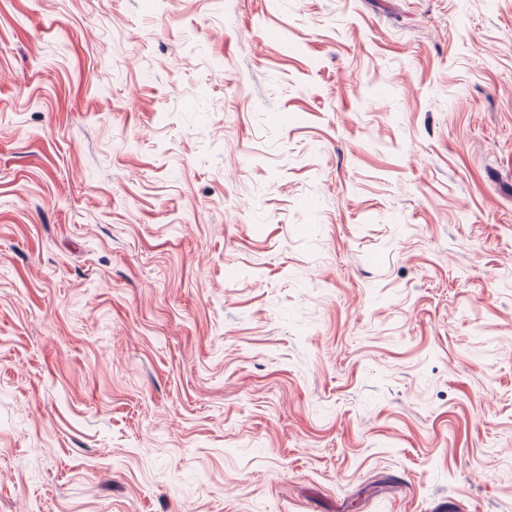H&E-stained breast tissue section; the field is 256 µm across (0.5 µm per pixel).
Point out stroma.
<instances>
[{
    "instance_id": "1",
    "label": "stroma",
    "mask_w": 512,
    "mask_h": 512,
    "mask_svg": "<svg viewBox=\"0 0 512 512\" xmlns=\"http://www.w3.org/2000/svg\"><path fill=\"white\" fill-rule=\"evenodd\" d=\"M0 512H512V0H0Z\"/></svg>"
}]
</instances>
